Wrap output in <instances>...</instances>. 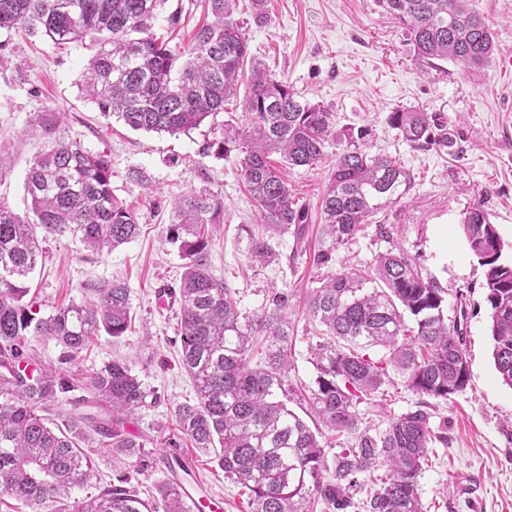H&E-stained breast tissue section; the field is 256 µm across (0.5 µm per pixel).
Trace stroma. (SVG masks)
I'll list each match as a JSON object with an SVG mask.
<instances>
[{
  "instance_id": "1",
  "label": "stroma",
  "mask_w": 512,
  "mask_h": 512,
  "mask_svg": "<svg viewBox=\"0 0 512 512\" xmlns=\"http://www.w3.org/2000/svg\"><path fill=\"white\" fill-rule=\"evenodd\" d=\"M489 23L497 50L488 68L463 73L451 62L429 66L415 59L401 28L375 0H267L269 21L250 25L249 51L293 87L298 99L318 103L334 114L337 128L365 126L370 154L391 157L411 177L401 198L386 203L363 231L337 248L335 262L318 266L315 252L325 247L321 199L331 172L335 146L315 168L287 167L284 180L308 214L302 234L274 235L276 256L260 263L252 256L247 229L259 211L245 191L236 156L218 160L200 155L205 136L221 133L227 120H241L233 98L223 112L190 134L135 131L106 118L81 92L86 49L55 47L23 31H0V203L25 212L26 174L44 151L45 138L29 133L31 118L52 109L66 113L70 138L112 159V191L137 214L139 235L113 251L86 250L78 237L50 235L40 242L42 257L28 281L30 297L42 314L89 300L107 281L125 282L130 291L132 325L124 336L99 335L81 357L82 368L101 367L115 358L154 389L157 402L128 414L127 432L142 443L140 454L113 465L100 440L90 446L99 485L127 478L142 498L151 499L169 481L170 454L189 456L195 479L224 501V512H249L248 496L225 478L209 456L178 431L177 405L194 401L192 379L180 366L179 318L159 307L155 288L177 287L185 262L166 239L172 204L190 192L214 194L224 202L221 231L211 251L215 277L237 288L240 306L251 312L268 294L286 293L293 312L292 382L313 387L316 371L309 348L319 342L318 327L303 314L309 288L319 286L338 263L372 262L388 250H404L422 274L437 279L449 299L444 313L460 320L469 364L467 388L451 401L429 402L431 426L441 435L419 477L424 512H512V388L499 380L492 359L486 269L472 255L459 228L463 212L481 205L512 260V0H468ZM181 16L169 43L182 52L205 19V0H167L155 22ZM399 107L422 108L437 117L447 147L418 148L403 141L388 122ZM418 397L403 378L389 381L359 405L363 425L382 430Z\"/></svg>"
}]
</instances>
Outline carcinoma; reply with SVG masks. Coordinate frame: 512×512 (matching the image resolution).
<instances>
[{
    "label": "carcinoma",
    "mask_w": 512,
    "mask_h": 512,
    "mask_svg": "<svg viewBox=\"0 0 512 512\" xmlns=\"http://www.w3.org/2000/svg\"><path fill=\"white\" fill-rule=\"evenodd\" d=\"M165 2L0 0V30L20 26L57 46L78 43L90 51L82 91L103 116L134 130L188 134L244 93V123L225 122L221 136L204 141L200 154L222 159L237 153L263 218L249 233L260 262L275 256L271 234L300 231L308 219L269 155L279 154L288 167L314 168L336 141L321 202L330 245L313 257L329 264L338 244L401 196L409 174L388 156L369 155V128L337 130L333 113L297 99L288 82L261 63L244 70L249 46L234 16L237 0H208L212 21L196 29L179 55L154 32ZM377 2L405 30L418 60L449 61L479 74L495 54L493 33L467 0ZM388 121L410 144H436L429 112L400 108ZM30 132L52 143L26 175L33 217L0 203V512H42L48 504L52 512H184L174 482L161 485L152 502L116 484L82 501L72 498L96 478L85 443L97 435L113 456L134 455L142 444L127 436L124 416L158 395L124 360L90 371L77 367L65 377L31 352L28 337L47 336L61 346L59 363L72 365L92 337L102 331L120 337L131 326L129 291L121 282L46 317L36 301H24L39 236L69 232L91 249L111 251L135 237L138 222L112 194V159L71 139L59 113H37ZM223 209L218 196L192 192L174 203L167 227V240L186 259L175 291L180 362L196 392V403L175 409L179 432L194 447L213 451L224 477L248 491L250 512H310L314 499L327 512H423L418 478L430 445L440 439L430 414L419 404L373 433L359 427L358 405L385 385L390 369L419 396L448 400L467 387L462 332L444 316L446 289L422 276L401 250L380 253L364 267L343 266L309 289L305 315L327 336L311 349L317 371L311 408L330 429L356 434L354 444L329 456L319 436L288 408L294 394L288 295L274 292L261 309L244 312L236 289L210 272L209 247ZM461 229L486 267L493 363L512 387V262L502 261L504 243L481 206L463 212ZM368 347L384 349V358L371 359ZM75 388L84 395L62 407L59 395ZM380 467L388 468L387 477L367 489L366 498H356L363 487L359 476Z\"/></svg>",
    "instance_id": "carcinoma-1"
}]
</instances>
